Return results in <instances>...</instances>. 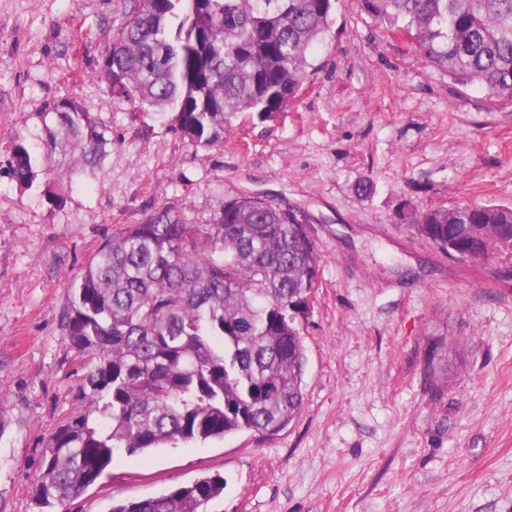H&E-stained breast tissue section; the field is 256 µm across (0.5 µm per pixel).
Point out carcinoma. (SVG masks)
Instances as JSON below:
<instances>
[{
	"label": "carcinoma",
	"mask_w": 512,
	"mask_h": 512,
	"mask_svg": "<svg viewBox=\"0 0 512 512\" xmlns=\"http://www.w3.org/2000/svg\"><path fill=\"white\" fill-rule=\"evenodd\" d=\"M101 68L112 94L160 116L193 146H224L231 118L286 111L311 77L335 0H127ZM448 74L512 102V0H358ZM45 137L11 146L30 184L57 149L93 170L112 131L72 99L40 114ZM420 236L456 259L479 242L512 251V208L474 203L415 212ZM308 215L241 195L208 224L166 208L106 240L67 285L62 327L83 356L69 411L42 450L33 497L64 504L114 455L240 431L272 436L304 405L303 322L319 286ZM224 478L202 476L110 512H209Z\"/></svg>",
	"instance_id": "cac0c4a2"
}]
</instances>
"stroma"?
<instances>
[{"instance_id": "1", "label": "stroma", "mask_w": 512, "mask_h": 512, "mask_svg": "<svg viewBox=\"0 0 512 512\" xmlns=\"http://www.w3.org/2000/svg\"><path fill=\"white\" fill-rule=\"evenodd\" d=\"M124 10L0 0V156L41 137L40 112L62 98L112 130L96 174L27 185L0 172V512H38L41 451L72 407L82 358L62 329L67 281L158 209L207 224L248 193L312 218L300 416L270 437L118 455L60 512H109L205 475L226 481L217 512H512V253L453 259L403 219L512 207V103L455 87L357 0H337L287 111L239 113L223 148L198 149L101 74Z\"/></svg>"}]
</instances>
